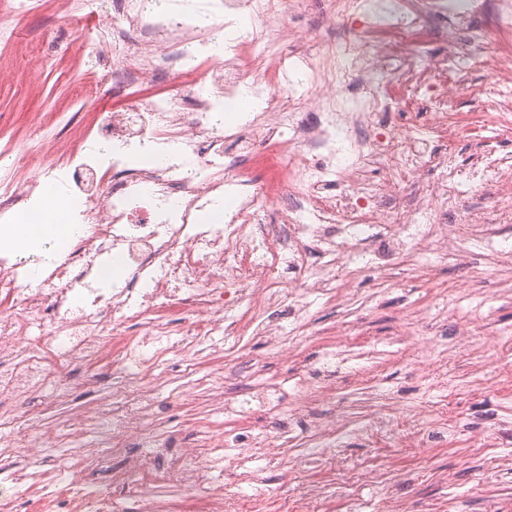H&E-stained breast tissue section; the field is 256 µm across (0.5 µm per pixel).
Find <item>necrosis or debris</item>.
Masks as SVG:
<instances>
[{
    "label": "necrosis or debris",
    "instance_id": "1",
    "mask_svg": "<svg viewBox=\"0 0 512 512\" xmlns=\"http://www.w3.org/2000/svg\"><path fill=\"white\" fill-rule=\"evenodd\" d=\"M309 2L212 0L211 15L249 21L246 35L227 38L218 55L209 30L147 16L141 0H112L107 21L78 51L86 84L103 95L123 91L125 110L98 113L87 144L54 164H43L36 146L28 168L0 171V221L54 177L81 203L65 252L50 241L28 254L0 248V461L22 459L28 484L64 481L63 497H39L31 512H332L312 484L291 502L278 492L259 497L220 486L199 493L209 466L230 471L240 486L255 481L244 449L283 440L292 411L276 387L225 400V383L251 373L216 369L189 385L185 400L207 394L213 412L240 426L262 407L273 424L259 439L226 433L231 452L220 457L206 453L207 422L195 426L192 445L177 446L175 435L152 428L164 356L176 348L193 361L217 360L239 352L248 336L291 354L309 323L299 315L282 325L270 311L309 296L343 304L349 284L386 279L402 257L425 275L433 256L464 260L475 240L489 267L512 265L494 221L448 222L464 196L512 179L507 156L491 151L465 166L435 150L453 104L449 86L467 84L490 34H512V0H326L332 14L356 22L353 34L321 41L315 54H284L288 18ZM436 17L452 26L442 54L421 37ZM151 83L162 92H146ZM245 91L254 110L216 124L215 103ZM412 102L423 108L420 119L407 117ZM136 148L167 151L173 162L128 165ZM374 165L383 174L377 182L365 175ZM429 167L437 180L416 182ZM406 182L411 195L393 193ZM219 199L223 223H199ZM162 201L173 209L158 222ZM106 256L124 272L109 289L94 285ZM34 271L40 284L30 279ZM105 372L120 383L118 406L88 409L55 430L17 411L23 398L69 401ZM397 409L392 400L372 409L359 435L397 447ZM104 425L112 445L98 449L100 463L131 449L112 466V482L132 490L134 502L108 490L89 496L65 480L83 459L56 447ZM172 479L182 496L155 493Z\"/></svg>",
    "mask_w": 512,
    "mask_h": 512
}]
</instances>
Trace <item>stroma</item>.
<instances>
[{"label":"stroma","mask_w":512,"mask_h":512,"mask_svg":"<svg viewBox=\"0 0 512 512\" xmlns=\"http://www.w3.org/2000/svg\"><path fill=\"white\" fill-rule=\"evenodd\" d=\"M289 28L303 46L316 47L320 36L341 39L352 35L353 23L330 16L325 0H315L311 10L289 18ZM77 0H28V11L15 24L7 49H0V161L13 166L34 146L37 133L50 132L59 148L75 145L90 117L123 105L115 94L88 103L80 102L77 83L85 69L76 49L79 33H90ZM499 73L492 68L471 72L473 85L492 91ZM456 90V107L448 115L449 125L466 127L468 140L448 137L444 150L458 162L472 161L481 143L492 134L488 99ZM480 243L470 246V265L459 268L436 260L430 281H423L410 263L395 266L387 283L363 278L357 283V301L345 309L332 303L309 308L311 339L300 347L298 361L315 363L319 343L350 330L371 359L350 362L337 374L324 413L342 423L344 434L336 449L335 467L311 462L309 434L305 426L293 428L288 441L253 460L262 470L271 490L286 489L298 496L310 482H319L324 496L333 500L334 512H376L377 493L360 489L350 499V486L343 475L357 463L375 466L392 477L388 493L405 499L413 512H512V439L493 448H478L474 437L492 433L496 423L512 425V384L503 381L502 366L512 367V350L490 358L481 344L449 362L439 356L417 358L394 353L388 337L397 334L404 320L425 312L422 331L435 341L451 335L455 325L474 316L486 319L488 331L512 336V274L483 265ZM470 275V290L460 294L456 284ZM246 359L256 362L257 385L270 382L292 390L291 375L283 363L258 338L246 342ZM169 371L158 385L159 416L165 428L188 434L192 424L207 416L205 400H179L188 379L180 367L179 354L167 357ZM395 394L403 408L402 433L418 429L419 406H448V439L437 447L404 445L383 448L361 440L356 430L378 398Z\"/></svg>","instance_id":"obj_1"}]
</instances>
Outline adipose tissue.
Listing matches in <instances>:
<instances>
[{
  "mask_svg": "<svg viewBox=\"0 0 512 512\" xmlns=\"http://www.w3.org/2000/svg\"><path fill=\"white\" fill-rule=\"evenodd\" d=\"M42 194L46 199L54 201V208L18 212L13 222L0 224V244L7 243L30 250L41 245L46 237L55 234L62 212L57 205L59 192L56 186L48 183L43 186Z\"/></svg>",
  "mask_w": 512,
  "mask_h": 512,
  "instance_id": "ef3b65f1",
  "label": "adipose tissue"
}]
</instances>
